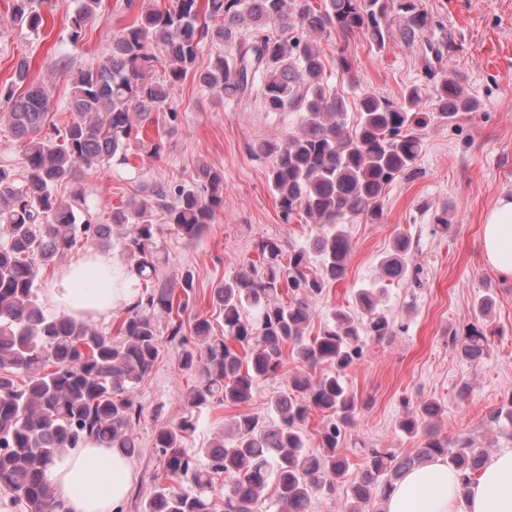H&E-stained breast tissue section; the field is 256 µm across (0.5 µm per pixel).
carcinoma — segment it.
<instances>
[{"label":"carcinoma","mask_w":512,"mask_h":512,"mask_svg":"<svg viewBox=\"0 0 512 512\" xmlns=\"http://www.w3.org/2000/svg\"><path fill=\"white\" fill-rule=\"evenodd\" d=\"M43 4L12 0L13 24L39 32ZM99 4L79 0L69 17L72 42L85 37ZM395 27L406 43H422L431 55L426 72L432 73L431 62L443 59L447 42L421 41L432 19L418 0H322L317 7L311 0H171L164 9L143 2L114 36L107 60L72 76V96L62 106L69 120L62 128L49 118L44 87L31 84L17 93L31 67L29 58L19 60L14 80L0 88L7 104L0 125L11 130L24 160L20 170L0 165V484L28 512H62L49 489V468L85 441L125 456L138 452L134 424L142 409L130 393L156 364L162 317L169 340L183 347V369L194 371L197 382L182 394L187 415L156 436L155 453L170 483L145 500L143 512H261L271 480L280 512H308L314 491L336 492L349 468L345 432L359 412L347 370L362 354V339L391 336L394 323L380 308L381 288L356 291L355 308L335 310L313 335L314 305L345 275L353 248L346 225L357 219L377 223L386 186L415 166L428 124L420 111L423 98L432 100L435 118L443 121L474 108L446 79L430 90L414 84L399 102L365 93L355 103L356 125L348 127L346 101L328 83L312 35L337 34L336 70L347 75L350 39L361 34L383 49ZM208 45L224 52L197 71ZM190 72L222 100L257 91L267 111L300 113L295 133L250 150L273 157L268 182L283 223L318 227L308 244L290 250L278 239L259 240L258 262L216 288L224 336H211L208 319H194L198 347L190 344L182 319L193 304L194 275L187 269L175 284L162 277L165 257L155 218L184 238L200 237L223 207L224 172L201 165L191 181L157 183L144 199L111 208L101 221L89 214L82 188L59 195L78 172L125 164L132 150L160 158L163 137L146 141L141 129L178 120L171 94ZM82 239L101 247L118 242L128 272L144 283L116 337L42 307L40 268L66 257ZM410 249L409 239L397 236L379 259L381 277H406ZM285 292L292 293L291 301L281 298ZM486 341L473 325L462 350L478 360ZM291 357L330 371L317 379L288 376V392L269 401L277 425L241 416L232 423L230 443L220 438L200 449L207 463L184 451V440L196 429L194 412L214 401L250 400L260 381L283 373ZM19 373L25 377L21 385L12 379ZM315 410L331 422L320 432L318 449L309 452L303 430ZM439 411L425 401L400 419L402 432L420 438L415 455L368 451L343 512H362L361 504L377 494L387 497L406 470L436 457L448 458L459 474L458 492L465 493L487 455L466 439L452 443L432 430L429 421ZM221 476L227 483L219 506L215 480Z\"/></svg>","instance_id":"carcinoma-1"}]
</instances>
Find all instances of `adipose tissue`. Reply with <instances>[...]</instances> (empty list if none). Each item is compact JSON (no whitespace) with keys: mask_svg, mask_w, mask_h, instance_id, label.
I'll return each mask as SVG.
<instances>
[{"mask_svg":"<svg viewBox=\"0 0 512 512\" xmlns=\"http://www.w3.org/2000/svg\"><path fill=\"white\" fill-rule=\"evenodd\" d=\"M482 249L486 262L512 279V197L498 198L483 220ZM112 260L95 254L64 268L53 282L52 303L66 315L99 319L137 290L131 278L112 275ZM101 287H93V280ZM133 480L130 461L96 443L64 454L50 468L49 487L64 512H119ZM447 459L435 458L407 470L384 512H512V449L489 457L465 494Z\"/></svg>","mask_w":512,"mask_h":512,"instance_id":"obj_1","label":"adipose tissue"}]
</instances>
